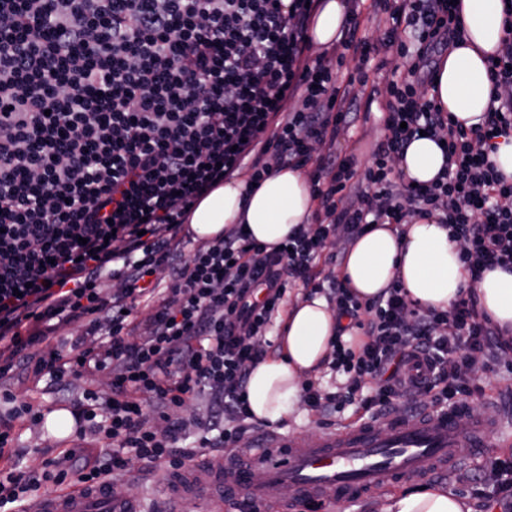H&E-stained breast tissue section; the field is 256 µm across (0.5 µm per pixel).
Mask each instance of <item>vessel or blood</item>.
I'll use <instances>...</instances> for the list:
<instances>
[{
    "label": "vessel or blood",
    "instance_id": "vessel-or-blood-1",
    "mask_svg": "<svg viewBox=\"0 0 512 512\" xmlns=\"http://www.w3.org/2000/svg\"><path fill=\"white\" fill-rule=\"evenodd\" d=\"M505 407L486 418L459 412H397L342 429H329L316 440L305 434H257L246 447L223 456L219 465L199 461L162 481L170 512L191 504L230 498L266 512L283 488L311 501L343 505L356 496L401 481L424 482L459 467L457 449L483 452L505 423ZM40 512H140L134 500L113 495L100 485L89 491H49L39 498Z\"/></svg>",
    "mask_w": 512,
    "mask_h": 512
}]
</instances>
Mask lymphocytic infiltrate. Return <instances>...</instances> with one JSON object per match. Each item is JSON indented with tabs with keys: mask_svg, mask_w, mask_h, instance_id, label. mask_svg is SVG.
<instances>
[{
	"mask_svg": "<svg viewBox=\"0 0 512 512\" xmlns=\"http://www.w3.org/2000/svg\"><path fill=\"white\" fill-rule=\"evenodd\" d=\"M318 0H0V379L18 364L69 389L104 373L112 394L84 389L71 448L33 475L13 457L16 425L38 406L0 389V512H27L32 492L115 480L132 462L182 466L232 448L255 426L245 399L267 329L299 285L327 291L338 319L361 330L336 340L338 391L305 383L302 401L326 414L356 405L377 419L405 391L427 408L468 402L478 371L512 354L466 292L449 310L408 301L400 285L370 300L324 274L334 246L374 224L426 218L446 225L472 279L512 269V180L489 154L512 135V0L488 77L500 93L481 124L449 120L432 92L435 51L459 35L455 0H374L381 45L362 41L359 0L321 56L308 38ZM405 58L384 78V138L372 161L336 152L357 118V96L327 59L378 47ZM442 143L431 183H406L400 164L420 134ZM311 167L316 207L274 248L236 228L184 252L194 205L224 180L260 183L279 168ZM110 274L118 288L103 292ZM82 323L67 353L41 345ZM427 372L407 380L406 367ZM207 397L206 419L183 413ZM197 429L195 449L177 444ZM97 454L69 465L86 443Z\"/></svg>",
	"mask_w": 512,
	"mask_h": 512,
	"instance_id": "f902f5d3",
	"label": "lymphocytic infiltrate"
}]
</instances>
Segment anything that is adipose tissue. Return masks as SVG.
Segmentation results:
<instances>
[{
    "label": "adipose tissue",
    "instance_id": "obj_1",
    "mask_svg": "<svg viewBox=\"0 0 512 512\" xmlns=\"http://www.w3.org/2000/svg\"><path fill=\"white\" fill-rule=\"evenodd\" d=\"M460 41L439 65L434 93L445 112L471 126L488 112L492 86L487 66L501 49L503 0H458ZM347 18L344 0H320L309 38L312 46L332 44ZM445 165L434 137L412 140L401 169L406 181H433ZM314 208L310 181L304 170L284 167L249 189L245 179H230L199 200L189 227L206 241L237 225H246L252 238L268 247L285 241L298 225L307 223ZM351 289L364 297L400 281L409 298L425 307L447 310L471 283L459 258V246L445 226L429 219L394 225L377 224L361 234L340 272ZM482 310L494 324L512 329V271L495 268L475 282ZM278 349L257 362L249 373L246 399L255 419L275 425L291 415L300 401L302 384L316 375L336 334V317L322 294L298 298L279 320ZM383 512H475L454 492L421 490L390 498Z\"/></svg>",
    "mask_w": 512,
    "mask_h": 512
}]
</instances>
